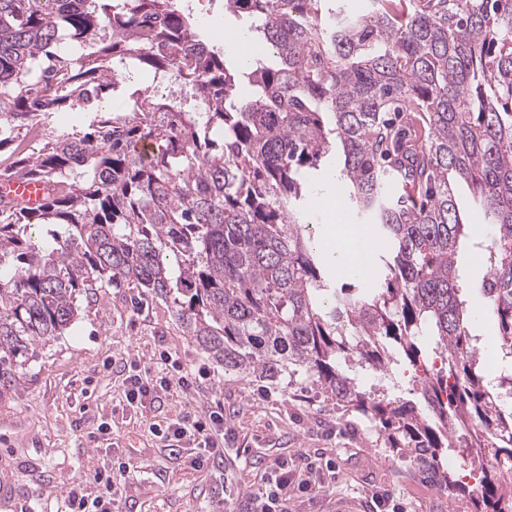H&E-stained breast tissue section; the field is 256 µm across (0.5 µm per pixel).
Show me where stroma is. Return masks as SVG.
<instances>
[{
	"instance_id": "35a3bbf8",
	"label": "stroma",
	"mask_w": 512,
	"mask_h": 512,
	"mask_svg": "<svg viewBox=\"0 0 512 512\" xmlns=\"http://www.w3.org/2000/svg\"><path fill=\"white\" fill-rule=\"evenodd\" d=\"M200 34L215 45L245 22L224 0H184ZM342 162L325 158L306 197L308 231L326 246L336 213L324 205ZM29 374L0 392V512H65L70 487L95 498L112 494L118 512H261L247 496L279 466L293 486L277 512H470V502L422 481L386 448L368 418L304 391L300 384L227 380L223 369L183 336L166 304L134 314L122 289L86 307L73 329L36 347ZM201 371L191 389L180 370ZM366 392L420 401L412 367L394 378L347 367ZM159 391L140 412L126 400L128 378ZM224 409V455L202 469L189 449L172 451L156 430L182 414ZM314 482L321 491H311Z\"/></svg>"
}]
</instances>
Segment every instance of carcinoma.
<instances>
[{"instance_id": "1", "label": "carcinoma", "mask_w": 512, "mask_h": 512, "mask_svg": "<svg viewBox=\"0 0 512 512\" xmlns=\"http://www.w3.org/2000/svg\"><path fill=\"white\" fill-rule=\"evenodd\" d=\"M176 2L0 0V181L45 186L34 202L0 195V390L84 304L128 288L134 309L164 302L224 375L302 372L473 512H512V407L487 386L460 296L472 224L456 194L466 184L490 217L473 242L481 315L512 362V0H224L269 48L245 66ZM135 70L181 94L135 91L89 132L47 129ZM334 149L349 208L389 245L378 287L334 286L306 237L302 201ZM349 361L421 370L426 412L361 391ZM450 448L474 483L448 469Z\"/></svg>"}]
</instances>
